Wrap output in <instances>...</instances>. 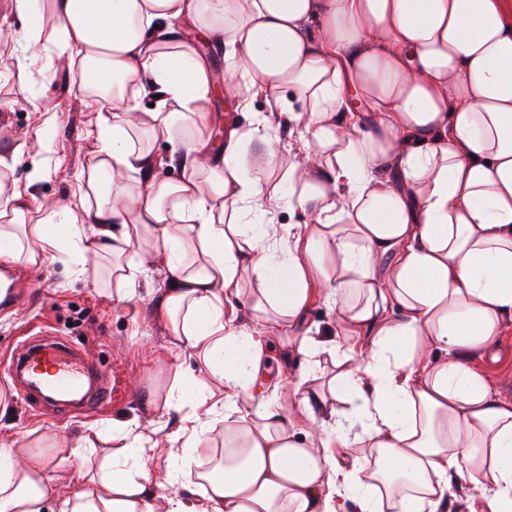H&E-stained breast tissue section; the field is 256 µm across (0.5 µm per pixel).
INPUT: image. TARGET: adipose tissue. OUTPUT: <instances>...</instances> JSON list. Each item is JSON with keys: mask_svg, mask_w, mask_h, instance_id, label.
<instances>
[{"mask_svg": "<svg viewBox=\"0 0 512 512\" xmlns=\"http://www.w3.org/2000/svg\"><path fill=\"white\" fill-rule=\"evenodd\" d=\"M13 11L25 35L0 26V44L31 53L52 16L83 92L111 110L81 223H25L22 191L0 182L7 258L63 249L82 265L94 225L126 301L164 264L155 312L224 384L220 398L191 389L224 417L223 456L181 475L206 484V503L174 495L167 512H448L462 482L479 491L468 512H512V401L472 365L496 355L512 322V0H13ZM192 28L223 42L251 96L288 89L301 111L229 128L217 154L178 139L208 120L212 80ZM147 95L157 111L140 112ZM283 125L306 148L272 186L270 131ZM253 140L266 163L247 162ZM161 142L190 177H159ZM284 207L312 221L283 246L267 218ZM144 236L151 248L127 260ZM246 276L254 317L267 335L293 330L309 365L250 410L239 398L260 385L268 346L225 315ZM317 282L341 322L323 340L297 331ZM325 358L339 371L323 397L309 383ZM134 428L113 421L110 471L61 512H152ZM355 446L363 455L340 457ZM53 498L41 455L0 460V512H46Z\"/></svg>", "mask_w": 512, "mask_h": 512, "instance_id": "adipose-tissue-1", "label": "adipose tissue"}]
</instances>
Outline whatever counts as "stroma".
I'll list each match as a JSON object with an SVG mask.
<instances>
[{
	"instance_id": "obj_1",
	"label": "stroma",
	"mask_w": 512,
	"mask_h": 512,
	"mask_svg": "<svg viewBox=\"0 0 512 512\" xmlns=\"http://www.w3.org/2000/svg\"><path fill=\"white\" fill-rule=\"evenodd\" d=\"M52 27H45L34 60L19 61L10 48L0 46V153L22 146L12 172L27 196L26 220L35 223L51 203L77 202L80 173L97 162L93 132L107 104H89L79 87L78 60L59 55ZM263 97H255L248 110L235 98L212 96L206 125H186L182 136H205L220 150L229 127L248 124L254 114L268 112ZM45 171L30 180L33 167ZM30 306L18 314L0 315V354L10 355L32 330L81 342L86 353L101 364L112 380V395L93 414L64 421L21 398L12 380L0 370V449L14 459L43 451L58 500L82 491L90 475L98 473L102 448L112 440V423L136 420L147 449L146 471L155 489V512H166L172 491L168 475L182 469L200 470L224 450V422L208 417L195 448L183 451L182 441L160 447V440L175 432L192 400L170 406L166 398L178 378L207 380L223 392L218 379L179 348L168 323L157 317L154 306L164 275L154 272L140 280L132 301H119V285L110 278L107 262L89 263L75 275L65 259L29 265ZM89 442L86 460L63 458L61 451Z\"/></svg>"
}]
</instances>
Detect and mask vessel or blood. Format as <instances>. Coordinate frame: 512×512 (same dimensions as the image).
Segmentation results:
<instances>
[{"instance_id": "1", "label": "vessel or blood", "mask_w": 512, "mask_h": 512, "mask_svg": "<svg viewBox=\"0 0 512 512\" xmlns=\"http://www.w3.org/2000/svg\"><path fill=\"white\" fill-rule=\"evenodd\" d=\"M8 374L21 397L39 400L57 417L91 414L112 390L106 373L81 349L42 332L16 349Z\"/></svg>"}]
</instances>
